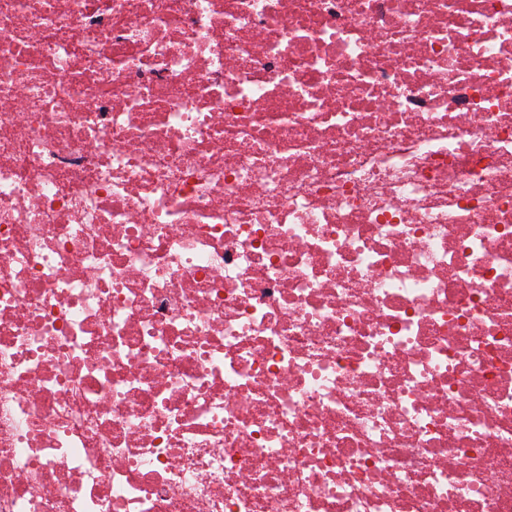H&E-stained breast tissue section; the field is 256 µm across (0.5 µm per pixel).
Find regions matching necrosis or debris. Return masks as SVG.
<instances>
[{
    "label": "necrosis or debris",
    "mask_w": 512,
    "mask_h": 512,
    "mask_svg": "<svg viewBox=\"0 0 512 512\" xmlns=\"http://www.w3.org/2000/svg\"><path fill=\"white\" fill-rule=\"evenodd\" d=\"M0 512H512V0H0Z\"/></svg>",
    "instance_id": "necrosis-or-debris-1"
}]
</instances>
